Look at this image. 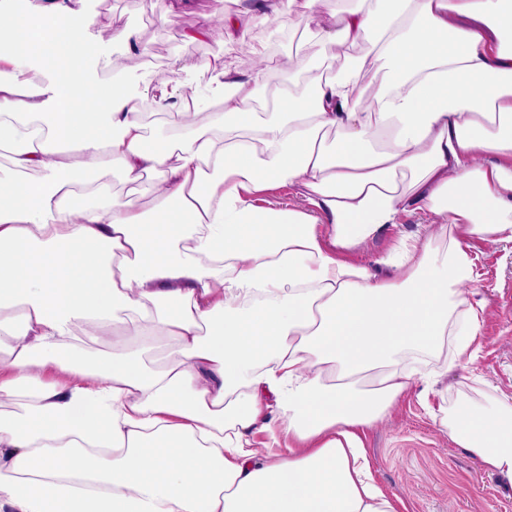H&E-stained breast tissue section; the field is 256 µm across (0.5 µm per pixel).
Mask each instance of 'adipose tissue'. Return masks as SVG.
Returning <instances> with one entry per match:
<instances>
[{
	"mask_svg": "<svg viewBox=\"0 0 512 512\" xmlns=\"http://www.w3.org/2000/svg\"><path fill=\"white\" fill-rule=\"evenodd\" d=\"M85 28L77 0H0V512H402L364 434L411 390L402 355L475 352L470 243L512 241V0L336 9L275 112L252 107L265 68L244 95L203 62L205 127L166 84L104 82ZM114 168L162 186L112 197L95 174ZM283 184L308 210L256 205ZM414 210L434 221L381 257L396 277L354 260ZM120 310L130 327L90 354ZM155 335L173 364L145 361ZM448 429L512 484L511 418ZM257 430L287 448L256 452ZM145 103H148L151 108L149 110H142L141 112H151L150 115H155L156 113L171 112V110L164 112L159 111L151 101H145L144 104ZM164 114L167 117L161 114L158 116L159 118L151 121L150 123H147L149 137L158 143H167L170 137L176 133V128L167 123V120L170 119L169 114Z\"/></svg>",
	"mask_w": 512,
	"mask_h": 512,
	"instance_id": "1",
	"label": "adipose tissue"
}]
</instances>
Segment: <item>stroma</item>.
Wrapping results in <instances>:
<instances>
[{"instance_id":"obj_1","label":"stroma","mask_w":512,"mask_h":512,"mask_svg":"<svg viewBox=\"0 0 512 512\" xmlns=\"http://www.w3.org/2000/svg\"><path fill=\"white\" fill-rule=\"evenodd\" d=\"M87 38L95 40L109 66L106 81L121 80L139 88L143 77L163 72L173 85L189 79V63L217 60L249 75L255 65L252 45L281 37L272 25L255 23L251 0H83ZM239 15L244 35L233 44L210 37L188 41L201 26L219 23L224 14ZM330 24V11L318 10L316 23L289 30L280 65L266 70V93L278 97L288 83L291 59L316 49ZM133 31L147 52H127L117 35ZM432 218L416 211L401 217L389 230L359 248L356 259L373 267L378 277L393 269L377 260L394 244L398 233L416 232ZM481 283L476 299L484 307L480 350L473 357H455L446 349L427 359L413 377L412 392L394 412L365 437L371 472L386 494L401 496L408 512H512V485L485 470L474 454L458 446L442 420L462 405L473 408L501 401L512 405V243L472 241Z\"/></svg>"}]
</instances>
